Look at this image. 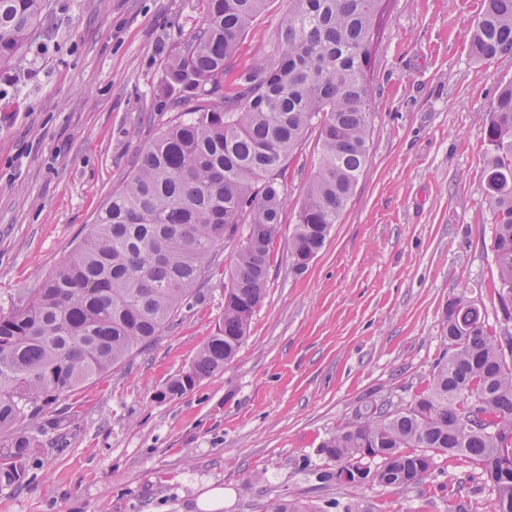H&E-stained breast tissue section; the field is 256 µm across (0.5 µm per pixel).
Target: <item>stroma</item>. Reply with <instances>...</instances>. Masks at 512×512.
I'll return each instance as SVG.
<instances>
[{
	"instance_id": "35a3bbf8",
	"label": "stroma",
	"mask_w": 512,
	"mask_h": 512,
	"mask_svg": "<svg viewBox=\"0 0 512 512\" xmlns=\"http://www.w3.org/2000/svg\"><path fill=\"white\" fill-rule=\"evenodd\" d=\"M15 64L0 69V310L26 300L68 257L139 149L172 119L163 93L171 48L202 21L204 0H50ZM481 0H390L370 73L368 162L339 221L303 273L288 254L317 133L290 157L288 204L271 248L263 301L223 369L179 397L224 314V272L241 238L217 249L202 302L80 385L30 426L39 446L23 484L0 485V512H494L495 494L462 456H440L418 485L356 488L319 480V448L362 423L371 404L408 402L448 346L443 311L475 301L512 336L492 285L498 268L485 203L487 125L512 81V53L468 54ZM288 0H269L234 67L274 59Z\"/></svg>"
}]
</instances>
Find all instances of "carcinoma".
I'll return each instance as SVG.
<instances>
[{
  "label": "carcinoma",
  "instance_id": "obj_1",
  "mask_svg": "<svg viewBox=\"0 0 512 512\" xmlns=\"http://www.w3.org/2000/svg\"><path fill=\"white\" fill-rule=\"evenodd\" d=\"M201 24L171 50L163 91L176 118L137 155L70 256L31 296L0 312V483H21L37 439L19 428L62 396L119 365L203 298L216 247L245 231L224 282V315L191 367L162 395L181 396L224 367L264 298L271 245L287 201L283 173L307 131L321 154L288 238L292 269L323 248L367 163L368 73L387 0H288L275 64L229 61L268 0H205ZM48 0H0V67L23 54ZM512 51V0H484L469 55ZM483 140L494 284L512 309V83L496 96ZM448 349L406 404L375 405L366 421L321 445L336 462L325 482L407 488L438 455H462L512 512V339L458 298L444 312ZM474 427L465 431L463 419Z\"/></svg>",
  "mask_w": 512,
  "mask_h": 512
}]
</instances>
